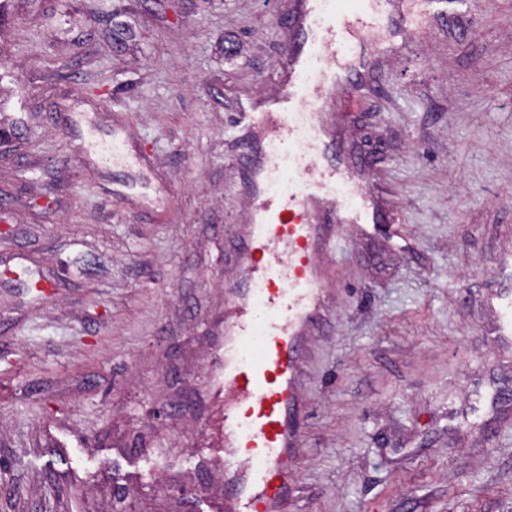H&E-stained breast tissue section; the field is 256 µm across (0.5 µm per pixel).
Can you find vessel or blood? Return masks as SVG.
I'll return each instance as SVG.
<instances>
[{"label":"vessel or blood","mask_w":512,"mask_h":512,"mask_svg":"<svg viewBox=\"0 0 512 512\" xmlns=\"http://www.w3.org/2000/svg\"><path fill=\"white\" fill-rule=\"evenodd\" d=\"M288 79L261 110L243 109L238 125L252 146L272 139L276 149L253 153L249 222L235 248L242 276L233 286L225 321L219 387L224 393V471L237 512H284L289 487L283 465L297 437L298 366L306 331L320 316L325 266L336 228L368 234L388 227L397 249L418 258L415 240L394 213L378 205L365 172L331 138L332 103L370 89L383 53H401L420 27H456L471 0H296ZM89 151L104 165H134L122 136ZM288 176L286 193L267 185Z\"/></svg>","instance_id":"b4317fda"}]
</instances>
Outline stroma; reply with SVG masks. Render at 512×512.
I'll use <instances>...</instances> for the list:
<instances>
[{
	"label": "stroma",
	"mask_w": 512,
	"mask_h": 512,
	"mask_svg": "<svg viewBox=\"0 0 512 512\" xmlns=\"http://www.w3.org/2000/svg\"><path fill=\"white\" fill-rule=\"evenodd\" d=\"M294 0H8L0 512H224V343L248 216L233 118ZM427 261L342 230L301 364L288 512H512V0L430 27L332 118ZM128 127L154 166L95 168Z\"/></svg>",
	"instance_id": "stroma-1"
}]
</instances>
